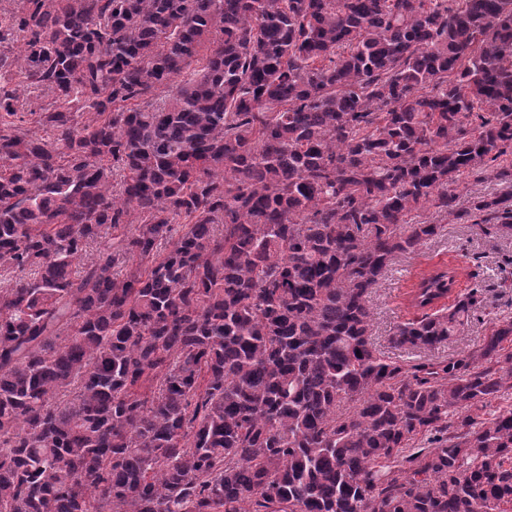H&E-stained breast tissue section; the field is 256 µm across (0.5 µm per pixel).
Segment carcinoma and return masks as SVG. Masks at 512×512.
<instances>
[{"label":"carcinoma","instance_id":"1","mask_svg":"<svg viewBox=\"0 0 512 512\" xmlns=\"http://www.w3.org/2000/svg\"><path fill=\"white\" fill-rule=\"evenodd\" d=\"M23 3L0 512H512V317L409 365L369 308L426 205L512 234V200L457 194L490 161L512 183V0ZM453 283L420 281L393 348L468 324L477 288L434 308Z\"/></svg>","mask_w":512,"mask_h":512}]
</instances>
